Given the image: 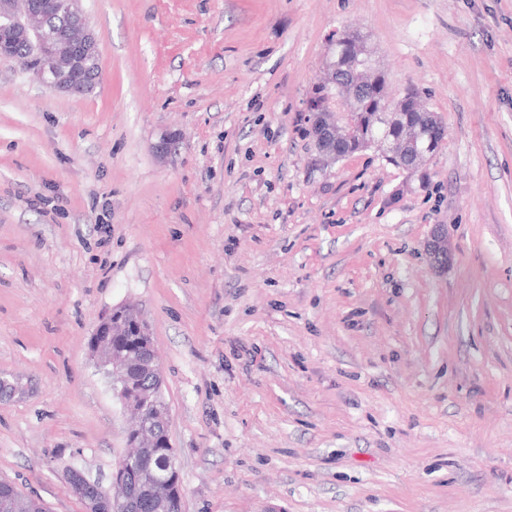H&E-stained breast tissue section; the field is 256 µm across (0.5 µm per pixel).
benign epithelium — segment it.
<instances>
[{
  "label": "benign epithelium",
  "instance_id": "obj_1",
  "mask_svg": "<svg viewBox=\"0 0 512 512\" xmlns=\"http://www.w3.org/2000/svg\"><path fill=\"white\" fill-rule=\"evenodd\" d=\"M25 38L36 44V53L23 58L29 77L53 92L83 93L97 83L101 60L97 41L83 8V0H0V61L17 60V43ZM317 130L323 146L320 158L334 161L347 152L361 117L334 103ZM433 264L448 255V234L442 227L435 230L426 246ZM129 316L135 320L142 336V351L131 359L112 349V316ZM91 356L108 379L113 396L129 411L134 403L127 398L136 370L145 369L154 381H162L150 337V329L142 315L128 306H118L105 313L89 344ZM168 415L158 414L149 420L139 416L134 438L124 460L135 462L144 448L151 447L167 426ZM123 467L112 474V491H103L82 471L70 467L67 480L71 490L83 501L85 512H112L117 506H131L129 485L120 475Z\"/></svg>",
  "mask_w": 512,
  "mask_h": 512
}]
</instances>
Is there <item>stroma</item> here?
Masks as SVG:
<instances>
[{"mask_svg":"<svg viewBox=\"0 0 512 512\" xmlns=\"http://www.w3.org/2000/svg\"><path fill=\"white\" fill-rule=\"evenodd\" d=\"M83 6L91 92L0 61V481L47 512H84L66 466L110 487L129 420L89 340L133 303L183 512H512V0ZM348 29L442 121L423 168L317 163Z\"/></svg>","mask_w":512,"mask_h":512,"instance_id":"obj_1","label":"stroma"}]
</instances>
